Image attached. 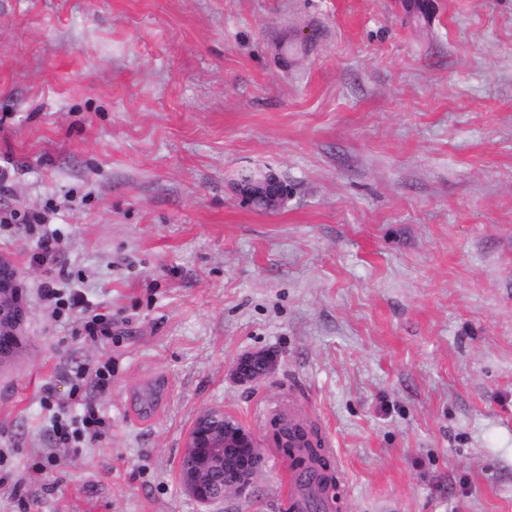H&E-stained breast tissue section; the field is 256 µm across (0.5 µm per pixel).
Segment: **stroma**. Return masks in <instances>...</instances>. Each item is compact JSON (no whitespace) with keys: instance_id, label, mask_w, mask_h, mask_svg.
<instances>
[{"instance_id":"obj_1","label":"stroma","mask_w":512,"mask_h":512,"mask_svg":"<svg viewBox=\"0 0 512 512\" xmlns=\"http://www.w3.org/2000/svg\"><path fill=\"white\" fill-rule=\"evenodd\" d=\"M0 0V227L25 343L0 369V512H291L271 421L344 472L335 512H512V0ZM290 194L259 211L242 176ZM68 272L107 337L55 316ZM273 353L254 383L231 367ZM108 365V387L86 377ZM91 404L79 449L54 418ZM244 425L251 497L178 460ZM73 424L74 427L61 423L56 425L57 440L60 444L65 445V448H79L78 444L86 436L97 432L102 424V419L93 407L84 404L81 416ZM186 451L178 465L184 491L202 505L224 500V493L250 495L260 472L258 452L252 433L224 408H210L194 422L186 443ZM244 450L236 466L224 467L225 454Z\"/></svg>"}]
</instances>
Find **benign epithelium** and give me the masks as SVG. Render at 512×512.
<instances>
[{"label":"benign epithelium","instance_id":"obj_1","mask_svg":"<svg viewBox=\"0 0 512 512\" xmlns=\"http://www.w3.org/2000/svg\"><path fill=\"white\" fill-rule=\"evenodd\" d=\"M242 201L261 210H275L288 199V185L272 173L257 182L239 184ZM18 273L0 257V365L9 362L21 344L23 309L20 303ZM276 359L267 352H256L238 359L232 372L241 383L257 381L272 373ZM258 452L252 433L222 408L202 412L194 422L186 451L178 465L184 491L202 505L224 500V493L250 495L260 472Z\"/></svg>","mask_w":512,"mask_h":512}]
</instances>
